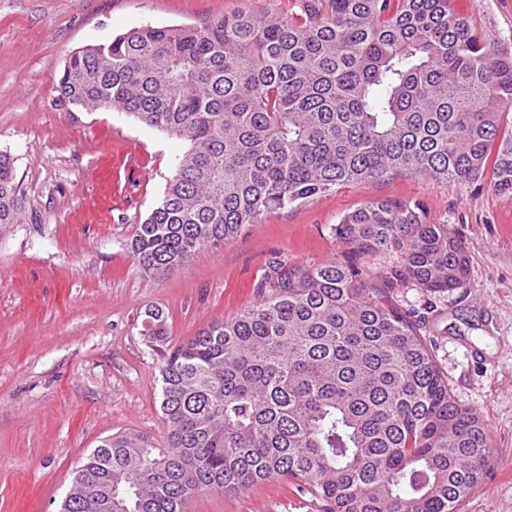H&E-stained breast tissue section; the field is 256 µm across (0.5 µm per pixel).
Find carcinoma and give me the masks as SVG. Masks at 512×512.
Returning a JSON list of instances; mask_svg holds the SVG:
<instances>
[{
    "label": "carcinoma",
    "mask_w": 512,
    "mask_h": 512,
    "mask_svg": "<svg viewBox=\"0 0 512 512\" xmlns=\"http://www.w3.org/2000/svg\"><path fill=\"white\" fill-rule=\"evenodd\" d=\"M59 87L83 112L120 109L188 144L131 243L148 275L273 210L406 170L457 185L490 166L512 195V57L449 0H292L284 17L141 25L72 54ZM20 197L1 152L0 225ZM336 235L362 256L398 248L402 264L374 281L334 261L276 268L271 295L173 349L163 313L145 312L166 444L100 441L61 512H183L203 490L270 480L298 482L321 512H458L489 435L390 294L463 287L465 243L394 200L347 214Z\"/></svg>",
    "instance_id": "1"
}]
</instances>
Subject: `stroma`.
Here are the masks:
<instances>
[{"instance_id": "35a3bbf8", "label": "stroma", "mask_w": 512, "mask_h": 512, "mask_svg": "<svg viewBox=\"0 0 512 512\" xmlns=\"http://www.w3.org/2000/svg\"><path fill=\"white\" fill-rule=\"evenodd\" d=\"M482 39L512 55V0H453ZM246 10L283 15L288 0H0V152L21 186L15 223L0 226V512H59L77 464L108 436L165 443L160 356L141 336L162 311L170 346L228 320L269 290L283 268L349 258L333 229L376 200L419 203L465 242L469 280L432 297L398 288L421 317L448 390L491 438L482 484L460 512H512V196L492 173L457 186L405 171L275 210L219 248L200 249L166 276L142 274L130 253L185 145L127 113L62 103L69 56L131 28L199 25ZM138 150L142 162L128 166ZM183 512H320L275 480L237 494L189 498Z\"/></svg>"}]
</instances>
